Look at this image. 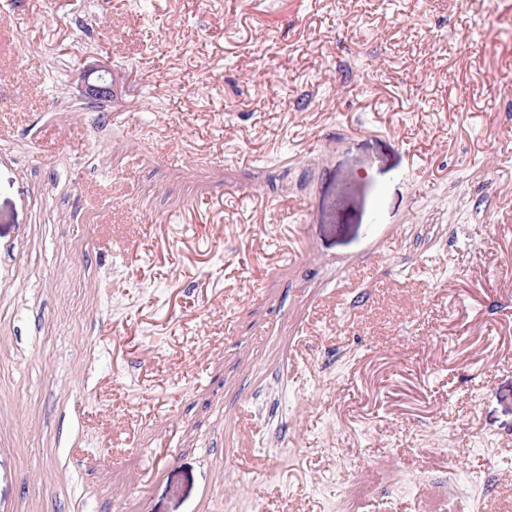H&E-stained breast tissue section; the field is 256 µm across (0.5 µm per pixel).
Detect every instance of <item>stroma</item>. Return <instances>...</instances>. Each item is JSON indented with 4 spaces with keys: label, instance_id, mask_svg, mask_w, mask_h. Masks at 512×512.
Here are the masks:
<instances>
[{
    "label": "stroma",
    "instance_id": "obj_1",
    "mask_svg": "<svg viewBox=\"0 0 512 512\" xmlns=\"http://www.w3.org/2000/svg\"><path fill=\"white\" fill-rule=\"evenodd\" d=\"M378 506L512 512V0H0V512ZM81 90L83 97L92 102L112 100L114 80L110 66L102 62L85 69L82 75Z\"/></svg>",
    "mask_w": 512,
    "mask_h": 512
}]
</instances>
